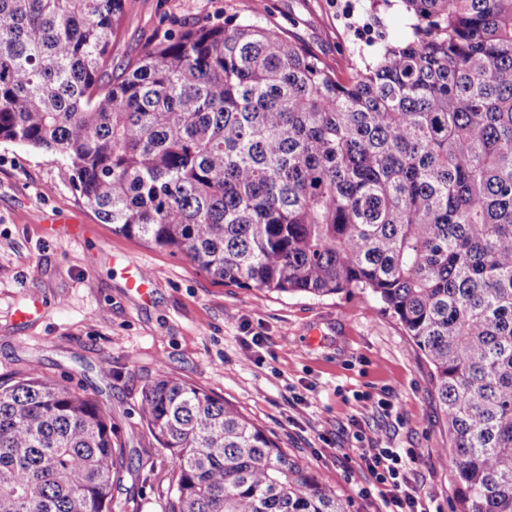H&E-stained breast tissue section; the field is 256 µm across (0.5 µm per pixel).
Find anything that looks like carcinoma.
Instances as JSON below:
<instances>
[{
	"label": "carcinoma",
	"instance_id": "1",
	"mask_svg": "<svg viewBox=\"0 0 512 512\" xmlns=\"http://www.w3.org/2000/svg\"><path fill=\"white\" fill-rule=\"evenodd\" d=\"M125 0H0V140L61 155L112 231L214 280L368 291L432 370L458 512H512V0H373L412 36L341 74L253 20L179 21L114 70ZM163 512H349L231 404L161 375ZM111 417L0 380V512H122Z\"/></svg>",
	"mask_w": 512,
	"mask_h": 512
}]
</instances>
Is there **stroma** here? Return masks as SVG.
<instances>
[{
  "label": "stroma",
  "instance_id": "1",
  "mask_svg": "<svg viewBox=\"0 0 512 512\" xmlns=\"http://www.w3.org/2000/svg\"><path fill=\"white\" fill-rule=\"evenodd\" d=\"M265 4L263 23L340 70L411 37L404 14L371 8L370 0ZM252 16L253 0H125L112 55L137 59L175 20L232 25ZM64 220L82 224L81 237L51 235ZM129 264L153 273L147 297L128 291L120 270ZM34 299L37 311L19 320L18 309ZM248 353L260 364L244 363ZM34 364L85 389L111 416L131 462L114 490L124 512H162L169 488L171 459L138 414L142 387L162 374L237 407L350 512L368 510L358 491L370 476L353 453L359 431L381 447L416 449L419 490L442 512L456 508L454 468L439 456L448 430L431 369L370 294L282 295L215 281L184 254L114 233L85 206L59 155L0 141V378ZM384 400L391 410L381 408Z\"/></svg>",
  "mask_w": 512,
  "mask_h": 512
}]
</instances>
